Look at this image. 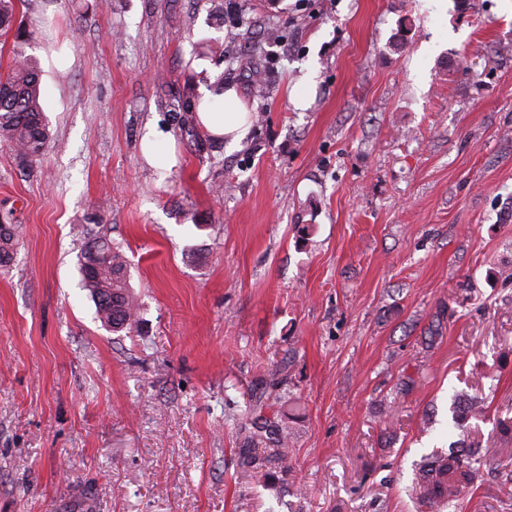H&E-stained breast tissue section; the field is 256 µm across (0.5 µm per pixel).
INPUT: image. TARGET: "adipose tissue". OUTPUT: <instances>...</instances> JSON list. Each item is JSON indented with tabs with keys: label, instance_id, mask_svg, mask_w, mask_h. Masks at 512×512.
<instances>
[{
	"label": "adipose tissue",
	"instance_id": "1",
	"mask_svg": "<svg viewBox=\"0 0 512 512\" xmlns=\"http://www.w3.org/2000/svg\"><path fill=\"white\" fill-rule=\"evenodd\" d=\"M203 107L196 119L210 137H223L233 143L244 138L250 126L249 112L235 89L229 88L223 95L205 98Z\"/></svg>",
	"mask_w": 512,
	"mask_h": 512
}]
</instances>
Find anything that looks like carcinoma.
<instances>
[{"mask_svg":"<svg viewBox=\"0 0 512 512\" xmlns=\"http://www.w3.org/2000/svg\"><path fill=\"white\" fill-rule=\"evenodd\" d=\"M14 32L16 41L28 34L17 23L14 0H0V32ZM39 76L26 59L18 60L0 76V137L7 141L16 158L29 162L43 154L49 130L41 103ZM18 241L13 224H0V266L9 265ZM84 288L96 306L98 320L112 332L132 331L137 323L136 303L128 285L127 260L107 236L86 229V242L79 256ZM484 401L467 396L455 411L457 427L484 414ZM240 477L275 490L288 475L287 435L278 416H257L237 448ZM481 463L469 451H436L416 466L412 483L414 501L420 512H443L453 501L463 500L473 485L474 464Z\"/></svg>","mask_w":512,"mask_h":512,"instance_id":"1","label":"carcinoma"}]
</instances>
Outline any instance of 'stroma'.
<instances>
[{
    "label": "stroma",
    "mask_w": 512,
    "mask_h": 512,
    "mask_svg": "<svg viewBox=\"0 0 512 512\" xmlns=\"http://www.w3.org/2000/svg\"><path fill=\"white\" fill-rule=\"evenodd\" d=\"M18 9L30 36H0V73L37 65L51 137L25 165L0 139V221L20 227L0 267V512H417L416 463L473 445L487 462L447 512H512L493 430L512 413V0ZM219 82L255 118L237 146L166 105ZM149 125L170 167L143 155ZM95 215L128 261L130 333L82 286ZM461 392L488 405L464 433ZM258 402L301 407L277 490L238 477Z\"/></svg>",
    "instance_id": "obj_1"
}]
</instances>
